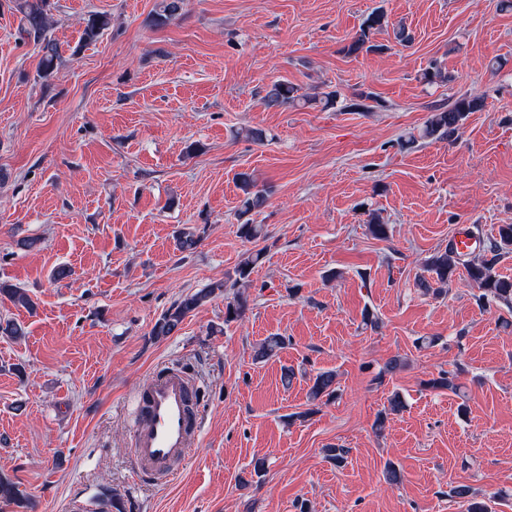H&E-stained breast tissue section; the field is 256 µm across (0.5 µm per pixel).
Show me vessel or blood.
<instances>
[{"mask_svg": "<svg viewBox=\"0 0 512 512\" xmlns=\"http://www.w3.org/2000/svg\"><path fill=\"white\" fill-rule=\"evenodd\" d=\"M200 403L198 388L180 369L163 371L143 385L134 430L138 475L168 480L176 475L178 463L196 444Z\"/></svg>", "mask_w": 512, "mask_h": 512, "instance_id": "1", "label": "vessel or blood"}]
</instances>
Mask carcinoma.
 Here are the masks:
<instances>
[{
	"instance_id": "1",
	"label": "carcinoma",
	"mask_w": 512,
	"mask_h": 512,
	"mask_svg": "<svg viewBox=\"0 0 512 512\" xmlns=\"http://www.w3.org/2000/svg\"><path fill=\"white\" fill-rule=\"evenodd\" d=\"M52 7L51 0H15L16 10L22 14L20 38L31 39L39 45L40 72L42 76L50 75L60 60L59 47L54 39L47 35L48 12ZM111 18L104 14L92 15L83 32V40L92 42L107 28ZM384 25V13L380 10L372 12L363 23L360 33L353 38L349 50L358 52L362 50L369 40V34ZM264 104L276 107L284 104H300L309 101L300 88L284 81L272 83L263 97ZM482 107V101L467 96L460 97L446 107L434 109L419 133V137L411 140L448 139L457 134L461 122L470 112ZM239 189L243 197L240 200L239 215L245 216L259 212L267 201V190L258 184L253 174L241 172L237 176ZM239 234L249 243L265 237L264 227L245 221L239 225ZM474 235L480 240L479 250L460 253L448 246L437 251L427 262V272L430 278L421 280L420 285L427 291L436 295L448 287V281L455 275L458 267H463L468 275L471 287L478 289V299L492 298L504 306L512 309V280L501 277L495 271L496 257L503 249L512 246V224H503L498 229V237H486L476 231ZM202 240L201 234L195 228L181 229L175 237V246L182 253L194 252ZM263 258V252H249L238 263L234 275L224 282H216L207 288L194 293L186 294L180 298L155 323L152 336L163 338L174 334L181 329L184 320L202 307L210 299L226 292L227 288H247L250 286L251 274ZM0 296L9 299L14 305L24 308L31 307V301L24 289L13 285L0 283ZM247 298L238 293L233 299L227 301L224 311V324H229L241 318L247 309ZM286 339L283 336H268L261 342L256 351V358L267 359L274 356L284 347ZM336 375L330 371H322L312 378L309 389L311 401L330 402L336 398ZM429 385L435 389H447L456 392L460 389L458 375L455 373H441L432 379ZM454 494L466 500V512H492L491 505L483 501H474L470 491L459 487Z\"/></svg>"
}]
</instances>
